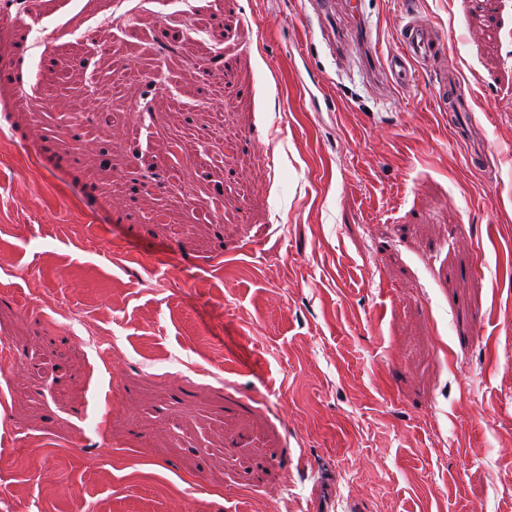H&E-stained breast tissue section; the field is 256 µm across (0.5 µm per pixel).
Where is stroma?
<instances>
[{
    "label": "stroma",
    "instance_id": "obj_1",
    "mask_svg": "<svg viewBox=\"0 0 512 512\" xmlns=\"http://www.w3.org/2000/svg\"><path fill=\"white\" fill-rule=\"evenodd\" d=\"M412 1L449 44L454 95H476L487 163H468L437 108L446 75L374 85L357 54H330L303 0H111L145 23L189 4L224 19L206 39L172 34L194 72L229 64L232 179L183 162L191 204L170 224L129 223L103 188L154 162L167 104L197 103L155 30L111 34L118 65L167 87L138 137L95 139L112 159L96 171L53 126L84 100L0 28V63H21L0 75L9 512H512V0ZM103 2L35 0L31 22L127 111L135 87L81 39ZM404 2L352 0L384 51ZM316 82L333 107L305 95ZM20 85L48 116L16 101ZM218 196L216 222L203 213ZM72 310L115 356L60 328Z\"/></svg>",
    "mask_w": 512,
    "mask_h": 512
}]
</instances>
